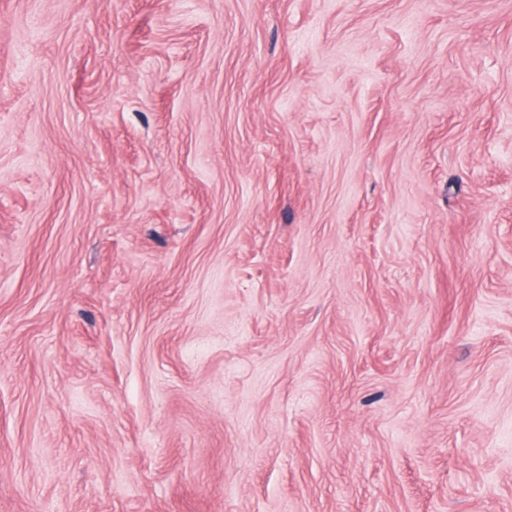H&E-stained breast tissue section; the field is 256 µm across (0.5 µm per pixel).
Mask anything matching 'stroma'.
Returning a JSON list of instances; mask_svg holds the SVG:
<instances>
[{"mask_svg": "<svg viewBox=\"0 0 512 512\" xmlns=\"http://www.w3.org/2000/svg\"><path fill=\"white\" fill-rule=\"evenodd\" d=\"M0 512H512V0H0Z\"/></svg>", "mask_w": 512, "mask_h": 512, "instance_id": "35a3bbf8", "label": "stroma"}]
</instances>
